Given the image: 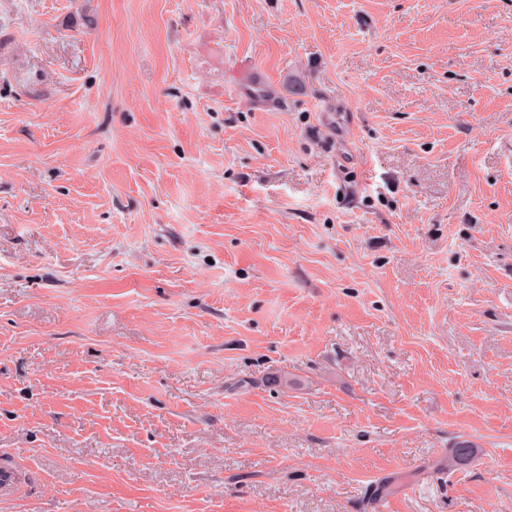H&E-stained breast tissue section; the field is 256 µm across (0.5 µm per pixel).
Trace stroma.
I'll return each instance as SVG.
<instances>
[{
    "label": "stroma",
    "mask_w": 512,
    "mask_h": 512,
    "mask_svg": "<svg viewBox=\"0 0 512 512\" xmlns=\"http://www.w3.org/2000/svg\"><path fill=\"white\" fill-rule=\"evenodd\" d=\"M508 142L512 0H0V512H512Z\"/></svg>",
    "instance_id": "obj_1"
}]
</instances>
